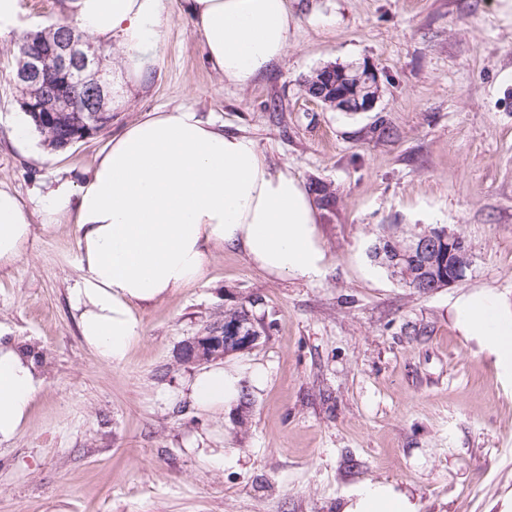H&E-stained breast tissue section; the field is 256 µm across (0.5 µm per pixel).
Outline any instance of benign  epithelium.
<instances>
[{
    "label": "benign epithelium",
    "instance_id": "1",
    "mask_svg": "<svg viewBox=\"0 0 512 512\" xmlns=\"http://www.w3.org/2000/svg\"><path fill=\"white\" fill-rule=\"evenodd\" d=\"M14 81L21 90L20 106L43 126L66 125L77 143L100 132L112 114V81L103 69L101 53L86 40L57 38L20 57ZM309 96L343 112H370L379 97V75L368 63L327 67L307 78ZM448 243V270L466 267L468 249L458 234L435 228L414 238L408 250L431 252L433 245ZM374 258L389 266L395 280L405 282V251L377 245ZM261 340L254 321L239 319L214 332L196 336L181 349L185 363L201 364L221 359L227 349L251 350Z\"/></svg>",
    "mask_w": 512,
    "mask_h": 512
}]
</instances>
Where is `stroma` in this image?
<instances>
[{
  "instance_id": "1",
  "label": "stroma",
  "mask_w": 512,
  "mask_h": 512,
  "mask_svg": "<svg viewBox=\"0 0 512 512\" xmlns=\"http://www.w3.org/2000/svg\"><path fill=\"white\" fill-rule=\"evenodd\" d=\"M499 0H288L281 61L246 87L224 83L170 0L153 79L127 88L105 130L64 150L25 124L12 80L30 29L66 20L64 0H17L0 26V187L36 231L0 268V329L45 355L19 434L0 444V512H341L367 482L417 512H512V370L457 326L458 297L486 290L512 308V23ZM368 62L369 112L311 98L316 69ZM179 104L253 139L304 185L330 184L321 279L273 277L237 249L203 278L141 308L142 338L118 365L82 341L69 290L81 271L74 224L40 229L38 197L75 182L145 111ZM388 134H380L377 122ZM462 236L464 279L418 294L371 250L386 231ZM262 297L266 333L241 362L263 386L224 414L198 413L182 345L227 309ZM225 448L233 462L197 454Z\"/></svg>"
}]
</instances>
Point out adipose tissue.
<instances>
[{"label": "adipose tissue", "mask_w": 512, "mask_h": 512, "mask_svg": "<svg viewBox=\"0 0 512 512\" xmlns=\"http://www.w3.org/2000/svg\"><path fill=\"white\" fill-rule=\"evenodd\" d=\"M85 35L119 46L118 79L141 86L169 19V0H66ZM205 59L235 86L250 85L280 61L293 16L287 0H182ZM43 229L73 221L81 276L70 290L81 337L102 364L125 361L141 339L138 308L201 279L214 252L236 248L274 277L319 279L327 255L318 209L305 185L273 168L250 138L225 131L192 107L156 110L113 136L81 183L52 189ZM33 236L29 215L0 188V267L13 265ZM458 325L480 336L512 367V315L490 294L462 300ZM30 343L0 331V443L13 440L43 385ZM261 368L229 362L201 368L188 385L192 406L219 413L236 406L245 383L262 385ZM343 512H416L393 486L366 483Z\"/></svg>", "instance_id": "ef3b65f1"}]
</instances>
